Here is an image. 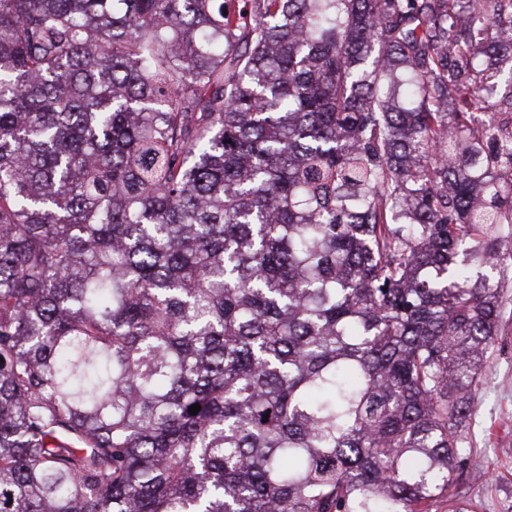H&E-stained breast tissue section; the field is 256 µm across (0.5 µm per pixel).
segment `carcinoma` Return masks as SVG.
<instances>
[{
  "instance_id": "carcinoma-1",
  "label": "carcinoma",
  "mask_w": 512,
  "mask_h": 512,
  "mask_svg": "<svg viewBox=\"0 0 512 512\" xmlns=\"http://www.w3.org/2000/svg\"><path fill=\"white\" fill-rule=\"evenodd\" d=\"M505 57L512 0H0V512H474Z\"/></svg>"
}]
</instances>
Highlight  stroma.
<instances>
[{
    "mask_svg": "<svg viewBox=\"0 0 512 512\" xmlns=\"http://www.w3.org/2000/svg\"><path fill=\"white\" fill-rule=\"evenodd\" d=\"M500 336L483 366L470 418L462 433L466 467L454 495L478 503V512H512V267Z\"/></svg>",
    "mask_w": 512,
    "mask_h": 512,
    "instance_id": "1",
    "label": "stroma"
}]
</instances>
